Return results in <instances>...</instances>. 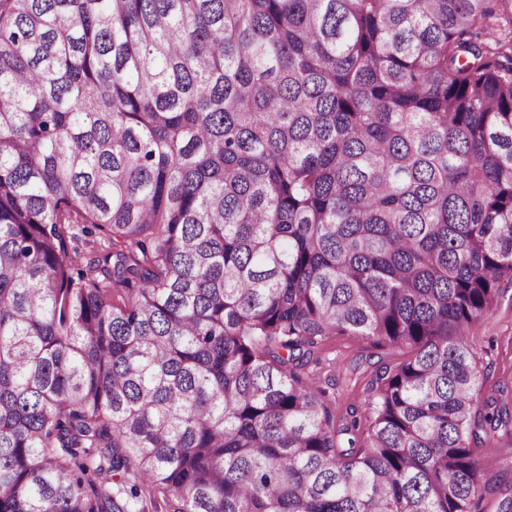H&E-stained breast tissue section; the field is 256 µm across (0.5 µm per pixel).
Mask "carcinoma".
Here are the masks:
<instances>
[{"label":"carcinoma","mask_w":512,"mask_h":512,"mask_svg":"<svg viewBox=\"0 0 512 512\" xmlns=\"http://www.w3.org/2000/svg\"><path fill=\"white\" fill-rule=\"evenodd\" d=\"M503 281L512 0H0V512H487ZM481 321L472 326L481 401L501 400L512 410V285ZM411 354L409 349L386 344L374 345L372 341L364 340L360 336H333L325 341L321 351V363L311 364L305 368L304 379L321 388H326L327 380L336 376V389L330 391L332 400L331 410L336 413L337 419L346 414L350 404L358 410L364 405L366 393L363 391L364 383L357 379L363 374H370L376 366L386 362H400ZM362 362L361 368L354 375L350 373L354 361ZM354 381L349 382V378ZM334 392V394H332Z\"/></svg>","instance_id":"carcinoma-1"}]
</instances>
